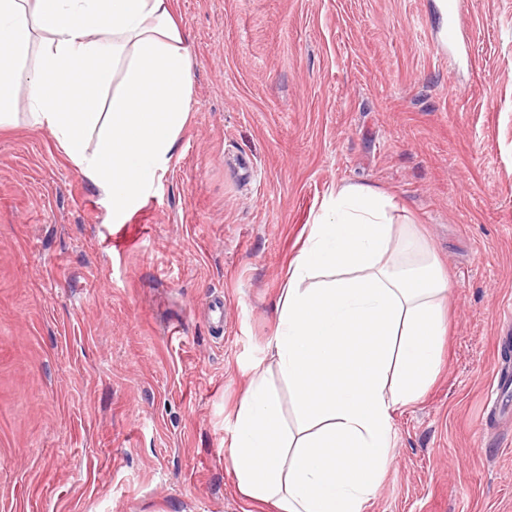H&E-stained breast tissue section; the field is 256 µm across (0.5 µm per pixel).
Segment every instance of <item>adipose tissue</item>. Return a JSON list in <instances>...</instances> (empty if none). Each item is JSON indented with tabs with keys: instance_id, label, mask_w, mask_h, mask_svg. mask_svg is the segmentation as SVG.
Segmentation results:
<instances>
[{
	"instance_id": "adipose-tissue-1",
	"label": "adipose tissue",
	"mask_w": 512,
	"mask_h": 512,
	"mask_svg": "<svg viewBox=\"0 0 512 512\" xmlns=\"http://www.w3.org/2000/svg\"><path fill=\"white\" fill-rule=\"evenodd\" d=\"M23 83L28 126L51 130L113 205H131L189 111L192 56L173 0H0L1 128L16 122ZM395 208L368 186L332 189L286 271L274 366L253 368L229 448L239 492L273 512H364L391 462L394 413L439 372L450 284L413 255Z\"/></svg>"
}]
</instances>
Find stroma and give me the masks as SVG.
<instances>
[{
  "mask_svg": "<svg viewBox=\"0 0 512 512\" xmlns=\"http://www.w3.org/2000/svg\"><path fill=\"white\" fill-rule=\"evenodd\" d=\"M443 2L173 0L188 120L122 210L50 130L0 129V512H256L234 411L346 184L393 198L451 285L365 512H512V0H461L453 47Z\"/></svg>",
  "mask_w": 512,
  "mask_h": 512,
  "instance_id": "obj_1",
  "label": "stroma"
}]
</instances>
